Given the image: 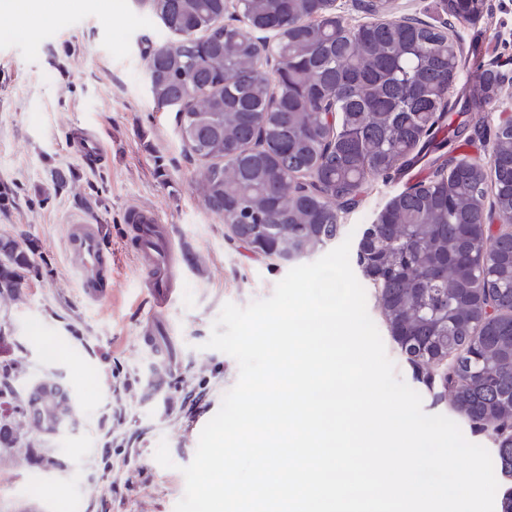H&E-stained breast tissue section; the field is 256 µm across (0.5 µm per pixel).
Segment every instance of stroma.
<instances>
[{
	"instance_id": "stroma-1",
	"label": "stroma",
	"mask_w": 512,
	"mask_h": 512,
	"mask_svg": "<svg viewBox=\"0 0 512 512\" xmlns=\"http://www.w3.org/2000/svg\"><path fill=\"white\" fill-rule=\"evenodd\" d=\"M395 17L447 24L457 36L460 65L448 93L455 103L483 70L503 75V92L486 109L496 126L512 107V0H485L473 22L448 17L440 0H392ZM174 35L138 0H44L40 11L0 15V237L35 251L36 267L17 295H0V369L18 374L28 394L52 376L75 406L56 434L19 420L15 447H0V512H174L185 492L182 466L196 452L200 428L237 382L231 356L206 348L222 306L268 298L289 263L232 238L194 189L202 168L182 145L176 112L157 109L148 86L149 54ZM95 127L107 150L88 166L76 139ZM419 162L404 175L374 181L341 212L337 241L359 244L392 198L428 179ZM153 208L171 227L190 263L176 281L175 303L161 314L177 351L156 354L140 340L156 314L134 255L123 246L130 206ZM87 216L112 250V296L85 298L66 249L71 221ZM367 310L401 378L428 414L453 416L439 383H427L394 343L378 307V288L362 269ZM165 365L168 402L146 398V380ZM208 383L195 416L183 410L187 388ZM167 442L174 468L154 453ZM60 468L47 470L46 457Z\"/></svg>"
}]
</instances>
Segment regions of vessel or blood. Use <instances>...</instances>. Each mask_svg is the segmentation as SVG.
Listing matches in <instances>:
<instances>
[{
	"label": "vessel or blood",
	"mask_w": 512,
	"mask_h": 512,
	"mask_svg": "<svg viewBox=\"0 0 512 512\" xmlns=\"http://www.w3.org/2000/svg\"><path fill=\"white\" fill-rule=\"evenodd\" d=\"M127 221L131 248L145 274L151 300L157 310H165L176 299L173 283L185 257L175 246L169 227L160 223L153 210L130 207ZM67 253L81 278L84 296L98 302L110 298L107 273L112 268V252L100 226L83 221L72 224Z\"/></svg>",
	"instance_id": "1"
}]
</instances>
